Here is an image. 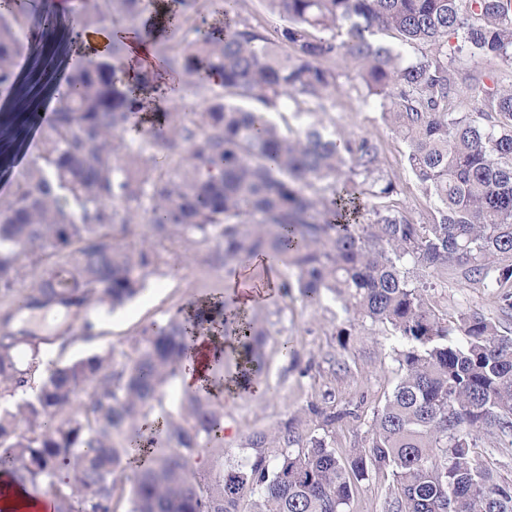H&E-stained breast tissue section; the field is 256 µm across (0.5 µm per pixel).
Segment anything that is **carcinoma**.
<instances>
[{"mask_svg": "<svg viewBox=\"0 0 512 512\" xmlns=\"http://www.w3.org/2000/svg\"><path fill=\"white\" fill-rule=\"evenodd\" d=\"M285 22L272 47L235 19L238 0H221L224 25L193 26L175 44L144 19L149 7L181 22L195 0H80L69 27H104L122 17L140 29L168 72L191 77L196 94L213 87L201 110L180 102L150 115L145 145L126 132L142 121L131 111L126 51L88 58L54 90V119L37 154L0 199V394L25 386L40 367V343L15 319L59 307L77 318L113 311L150 277L167 271L172 247L181 263L226 270L255 258L296 272L309 307L333 294L353 319L392 328L398 382L372 413L366 446L341 463L323 437L290 423L247 437L253 453L218 467L224 452V400L166 388L178 378L197 337L217 333L238 346L215 347L211 382L235 360L245 382L266 362L270 335L260 313L241 318L227 302L203 299L141 331L132 353L55 364L34 396L0 409V473L25 492L49 487L54 512H346L368 469H389L397 496L389 512H512V480L473 454L490 433L512 447V338L476 314L439 316L425 297L427 277L448 267L497 290L512 309V82L469 72L455 59L496 61L512 69V0H265ZM53 27L56 10L22 0L0 12V90L12 92L35 16ZM390 33L399 43L375 41ZM419 51L415 57L405 48ZM351 63L362 103L407 143V163L431 205L417 223L386 199L396 185L380 174L371 137L337 141L321 122L282 131L271 117L286 98L316 114L338 87L324 65ZM367 221H360L361 211ZM142 227L135 241L133 228ZM68 323L48 343L66 349L91 332ZM31 346L21 370L14 349ZM154 448L153 463L117 483L131 445Z\"/></svg>", "mask_w": 512, "mask_h": 512, "instance_id": "carcinoma-1", "label": "carcinoma"}]
</instances>
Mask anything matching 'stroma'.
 <instances>
[{
	"label": "stroma",
	"mask_w": 512,
	"mask_h": 512,
	"mask_svg": "<svg viewBox=\"0 0 512 512\" xmlns=\"http://www.w3.org/2000/svg\"><path fill=\"white\" fill-rule=\"evenodd\" d=\"M55 47L52 41L27 42L22 77L38 92L8 104V111L27 114L46 109L49 99L43 85L56 81L81 60L77 54L56 59ZM358 83L355 70L344 69L320 118L342 137L370 136L377 140L383 173L397 183L390 205L410 213L415 220H425L429 203L408 171L406 144L383 124L379 110L360 103ZM230 279L227 271L201 262L184 265L176 277L153 276L144 291L125 307L110 313L90 312L94 324L91 335L78 339L62 353L46 348L42 362L48 365L108 350L117 354L130 351L143 327L161 322L200 299L222 295ZM427 298L435 312L448 319L477 312L496 323L501 334L512 337V319L502 315L496 292L473 284L461 273L433 278ZM260 306L272 324L264 348L268 369L259 392L225 398V451L229 457H242L252 430L286 419L301 435L326 436L337 457L347 459L353 449L364 445L373 409L384 404L397 382L394 357L403 347L401 339L388 326L351 320L342 301L331 294L321 306L309 308L298 291L285 294L278 290ZM345 327L350 328L351 335L343 347L337 333ZM285 342L294 352L288 359L280 353ZM324 411L335 413L334 424L323 425L320 414ZM395 495L391 471L371 470L367 479L358 483L349 512H386Z\"/></svg>",
	"instance_id": "obj_1"
}]
</instances>
